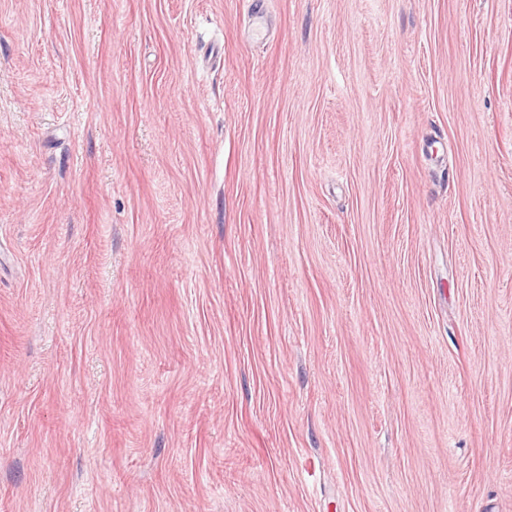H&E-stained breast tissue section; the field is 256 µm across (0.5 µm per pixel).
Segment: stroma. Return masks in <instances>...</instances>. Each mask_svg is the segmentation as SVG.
Here are the masks:
<instances>
[{
  "label": "stroma",
  "instance_id": "35a3bbf8",
  "mask_svg": "<svg viewBox=\"0 0 512 512\" xmlns=\"http://www.w3.org/2000/svg\"><path fill=\"white\" fill-rule=\"evenodd\" d=\"M0 512H512V0H0Z\"/></svg>",
  "mask_w": 512,
  "mask_h": 512
}]
</instances>
